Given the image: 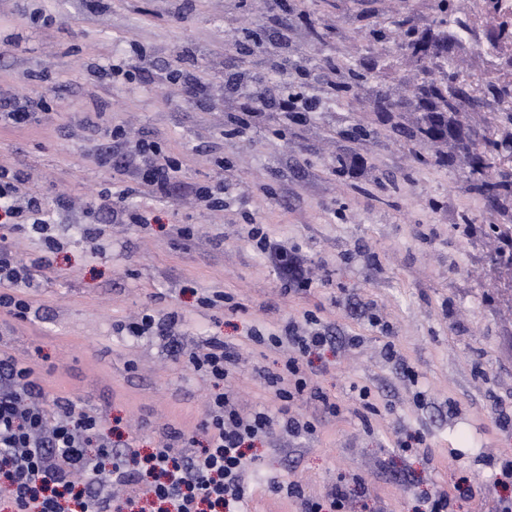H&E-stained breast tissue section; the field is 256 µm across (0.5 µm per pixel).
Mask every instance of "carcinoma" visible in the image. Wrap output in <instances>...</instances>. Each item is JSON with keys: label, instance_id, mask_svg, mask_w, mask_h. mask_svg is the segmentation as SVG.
<instances>
[{"label": "carcinoma", "instance_id": "cac0c4a2", "mask_svg": "<svg viewBox=\"0 0 512 512\" xmlns=\"http://www.w3.org/2000/svg\"><path fill=\"white\" fill-rule=\"evenodd\" d=\"M309 2L273 0L253 29H234L240 63L224 67V111L252 112L260 121L268 112L282 111L285 97L294 92L255 72L251 68L255 57L272 73L293 70L304 80L311 76L302 64V43L326 41L330 25L311 12ZM392 24L402 32L399 40L392 41V49L415 68L418 78L413 99L395 95L386 66L376 60L358 64L324 57L316 66L321 82L351 111L372 113L376 137L391 133L403 138L416 161L448 168L460 159L468 160L467 191L481 197L500 217V223L489 229L512 242V172L500 171L512 167V81H488L483 88L468 91L450 66L434 63L448 52V32L460 37L471 32L451 0H430V14L421 25L411 16ZM252 87L259 90L260 98L251 99ZM465 104L495 107L501 135L474 138L456 119ZM435 144L442 149L431 155L427 149Z\"/></svg>", "mask_w": 512, "mask_h": 512}]
</instances>
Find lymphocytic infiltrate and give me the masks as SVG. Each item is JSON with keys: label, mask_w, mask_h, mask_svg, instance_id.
I'll list each match as a JSON object with an SVG mask.
<instances>
[{"label": "lymphocytic infiltrate", "mask_w": 512, "mask_h": 512, "mask_svg": "<svg viewBox=\"0 0 512 512\" xmlns=\"http://www.w3.org/2000/svg\"><path fill=\"white\" fill-rule=\"evenodd\" d=\"M137 183L105 193L104 209L116 224H147V212L126 207L125 199L138 187H149L165 198L177 195V158L163 153L149 138L134 140L123 154ZM64 196L48 198L26 186L18 172L0 166V313L27 319L31 310L23 288L28 265L14 250L17 235L42 234L47 255L62 245L51 235L54 215L68 209ZM248 339L257 345L291 346L279 371L265 373L278 401L276 410L242 415L226 392L210 394L206 417L199 425L205 436L175 428L159 448L143 455L138 449L113 450L101 418L63 398H50L34 368L0 351V512H236L248 499L246 455L255 441L285 432L301 439L312 436L317 424L290 405L310 397L332 415L340 408L307 371V356L330 340L328 329L313 313L303 321H288L282 335H266L254 327ZM233 350L212 338L205 350L191 352L188 365L213 383L232 371ZM192 453H185V446ZM269 493L299 499L302 512H344L351 496L361 494L362 482L338 480L321 499L305 497L299 484L275 481Z\"/></svg>", "instance_id": "f902f5d3"}]
</instances>
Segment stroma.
I'll return each instance as SVG.
<instances>
[{"instance_id":"obj_1","label":"stroma","mask_w":512,"mask_h":512,"mask_svg":"<svg viewBox=\"0 0 512 512\" xmlns=\"http://www.w3.org/2000/svg\"><path fill=\"white\" fill-rule=\"evenodd\" d=\"M250 0H0V105L17 97H46L47 110L15 127L0 126V166L20 171L31 189L67 196L72 205L56 227L65 241L51 268L39 267L43 243L30 232L15 250L31 268L26 290L33 310L24 320L0 318V349L32 366L51 396L67 397L99 415L112 446L156 447L170 428L195 430L213 384L173 357L165 341L119 332L148 307L177 311V340L190 352L218 337L238 353L229 390L249 414L276 406L261 376L276 370L282 349L252 344L247 333H279L291 319L313 312L333 335L309 357L319 386L340 407L325 414L314 399L297 413L319 419L314 437L285 434L256 442L247 479L245 512H301L296 499L272 495L269 481L298 482L305 495L325 496L338 479H358L363 496L347 512H424L435 488L460 483L467 495L457 512H494L512 487L494 483L493 458L512 455V276L491 256L497 240L478 196L463 192L461 167L415 162L403 139L358 145L361 177L333 170L336 131L365 116L326 97L317 81L307 92L320 108L279 133L277 121L243 134L224 133V68L237 63L228 18ZM363 0L322 10L337 28L328 45L309 42L302 53L316 67L327 52L359 60L378 57L399 96L416 84L409 64L388 43L352 29L348 18ZM473 30L452 53L453 68L470 83L499 77L486 48L492 16L476 0H454ZM145 60L161 74L183 68L202 79L204 94L188 98L139 78L124 84L99 79V68ZM148 137L182 167V185L224 182V209L190 197L150 192L129 198L153 223L98 220L105 234L84 233L88 210L104 189L134 184L120 164L99 156L106 131ZM393 175L383 189L378 180ZM472 224H463V217ZM262 225L277 245L297 247L309 291L289 293L275 256L254 250L250 224ZM195 229L190 248L175 242L173 225ZM234 295L233 313L198 304L203 290ZM359 345H347L348 337ZM399 356L387 360L386 342ZM369 386L374 413H365L356 388ZM421 434L425 444L408 446Z\"/></svg>"}]
</instances>
